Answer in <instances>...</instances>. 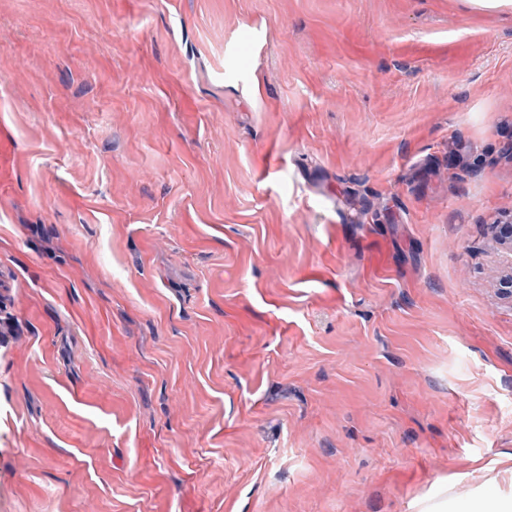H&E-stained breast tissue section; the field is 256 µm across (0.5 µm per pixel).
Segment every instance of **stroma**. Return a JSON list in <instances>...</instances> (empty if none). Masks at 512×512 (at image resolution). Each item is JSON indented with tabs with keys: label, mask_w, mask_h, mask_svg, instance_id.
Returning <instances> with one entry per match:
<instances>
[{
	"label": "stroma",
	"mask_w": 512,
	"mask_h": 512,
	"mask_svg": "<svg viewBox=\"0 0 512 512\" xmlns=\"http://www.w3.org/2000/svg\"><path fill=\"white\" fill-rule=\"evenodd\" d=\"M0 512L512 499V9L0 0Z\"/></svg>",
	"instance_id": "35a3bbf8"
}]
</instances>
